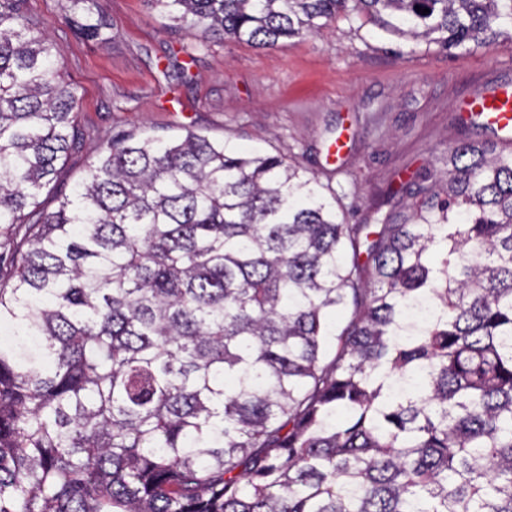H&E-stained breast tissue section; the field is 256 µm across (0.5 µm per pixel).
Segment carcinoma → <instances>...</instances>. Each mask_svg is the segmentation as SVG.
Wrapping results in <instances>:
<instances>
[{
	"label": "carcinoma",
	"instance_id": "carcinoma-1",
	"mask_svg": "<svg viewBox=\"0 0 512 512\" xmlns=\"http://www.w3.org/2000/svg\"><path fill=\"white\" fill-rule=\"evenodd\" d=\"M23 2L0 0V512H512V147L448 148L371 225L282 157L120 135L48 212L77 96ZM149 2L255 46L341 14L512 37V0Z\"/></svg>",
	"mask_w": 512,
	"mask_h": 512
}]
</instances>
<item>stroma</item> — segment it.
Listing matches in <instances>:
<instances>
[{
    "label": "stroma",
    "mask_w": 512,
    "mask_h": 512,
    "mask_svg": "<svg viewBox=\"0 0 512 512\" xmlns=\"http://www.w3.org/2000/svg\"><path fill=\"white\" fill-rule=\"evenodd\" d=\"M106 43L67 22L71 0H26L61 46L81 99L82 135L42 195L44 210L84 177L112 134L172 139L192 129L227 146L281 155L315 175L350 223L398 219L403 185L444 169L449 146L496 141L462 100L512 85V39L450 50L414 45L338 17L323 34L254 47L173 27L149 0H99ZM340 154L330 155L335 140Z\"/></svg>",
    "instance_id": "35a3bbf8"
}]
</instances>
